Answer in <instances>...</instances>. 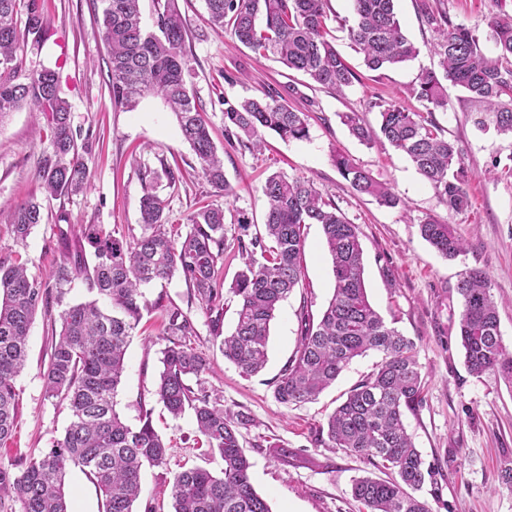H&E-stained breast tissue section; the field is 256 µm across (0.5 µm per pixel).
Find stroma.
Masks as SVG:
<instances>
[{
    "label": "stroma",
    "mask_w": 512,
    "mask_h": 512,
    "mask_svg": "<svg viewBox=\"0 0 512 512\" xmlns=\"http://www.w3.org/2000/svg\"><path fill=\"white\" fill-rule=\"evenodd\" d=\"M177 6L190 28L189 85L206 106L233 195L224 196L202 177L198 158L160 98L145 97L132 111L113 103L109 55L100 35V0H44L51 36L41 45L27 44L24 62L29 69L60 67L61 96L69 106L89 186L77 195L47 196L39 171L44 158L53 153L48 131L26 108L1 122L0 261L26 263L29 275L49 280L63 254L87 251L84 225L103 224L129 239L140 236V202L150 191L163 200L170 224L181 233L194 210L206 205L223 208L225 248L218 267L229 285L242 267L237 236L252 237L263 230L266 204L261 187L266 177L281 172L312 180L359 230L371 303L387 323L417 344L423 400L416 410L406 412L405 423L423 461L436 470L418 498L430 512H512V486L501 480L502 471L512 468V384L493 373L476 377L466 370L458 336L461 298L456 291L466 271L478 268L487 273L502 342L512 351V140L479 130L471 119L472 105L462 92L449 89L447 107L435 110L432 118L462 147L471 175L470 208L451 214L404 155L360 144L341 123L340 113L355 112L377 126V104L382 100L421 110L412 87L422 71L437 69L439 58L432 48L434 35L421 21L415 0H397L396 11L418 56L377 71L364 66L349 41L347 29L355 22L352 0H331L329 25L335 46L358 74L341 94L316 87L273 56L254 54L234 39L230 29L212 28L204 0H177ZM438 6L453 22L475 30L486 56L496 57L489 25L499 15L512 16V0H439ZM269 95L308 113V139L285 141L269 133L258 151L228 145L225 101ZM339 152L391 187L402 206L383 207L370 196L356 194L333 163ZM164 164L177 170L176 186L153 178V171ZM31 198L42 203L43 221L19 243L8 230V214ZM62 213L69 218L63 227L57 222ZM241 218L249 222L247 231L239 229ZM430 218L453 225L466 242L463 254L444 259L422 239L419 226ZM303 266L299 286L271 325L267 365L250 376L220 350V335L230 334L237 320L232 294L224 296V317L216 331L180 277L146 288L151 307L143 311L131 338L116 410L132 426L138 425L143 411H151L168 456L166 465L145 468L136 512L149 505L155 512H172L168 482L181 466H202L216 474L224 466L198 434L192 413L172 417L154 396L166 345L167 310L173 306L194 324L189 343L209 363L202 376L205 386L220 395L225 411L248 418L240 429V442L252 463L251 481L272 512H362L351 495L352 481L377 476V469L359 456L316 445L315 438L328 414L374 370L378 355L354 359L315 401L284 405L273 395L277 377L296 352L301 311L320 315L333 294L332 261L319 225L305 230ZM60 315V306L49 304L39 308L31 325L27 365L15 380L17 424L12 436L0 443V470L17 472L30 458L47 452L71 423L69 410L46 397L41 378ZM274 445L288 449V458L273 457Z\"/></svg>",
    "instance_id": "1"
}]
</instances>
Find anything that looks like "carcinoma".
Wrapping results in <instances>:
<instances>
[{"label": "carcinoma", "instance_id": "cac0c4a2", "mask_svg": "<svg viewBox=\"0 0 512 512\" xmlns=\"http://www.w3.org/2000/svg\"><path fill=\"white\" fill-rule=\"evenodd\" d=\"M26 22L18 27L19 3ZM101 32L110 59L112 100L133 110L148 95L164 99L177 118L183 139L200 160L201 175L228 195L224 162L211 138L206 111L188 87L185 58L187 24L176 0H154L155 28L142 25L141 0H101ZM355 24L348 36L371 70L404 63L418 54L403 33L395 0H352ZM426 26L436 34L433 45L443 71L421 72L413 94L432 113L448 104V88L482 106L474 123L512 137V17L490 24L499 50L492 60L479 39L463 24L454 23L433 0H415ZM207 21L228 27L235 39L252 51L271 53L288 68L335 92L352 85L356 74L336 51L327 21L330 0H205ZM49 36L39 0H0V120L24 105L44 118L54 154L43 161L39 176L49 196L77 194L89 185L86 166L78 155L70 112L60 96V72L24 66L25 42ZM224 131L261 149L271 131L283 140L309 137L306 115L274 97L224 101ZM379 131L359 115H342L343 124L360 142L379 143L406 155L434 188L450 214L471 206L470 172L462 149L421 112L394 102L378 104ZM333 162L358 194L387 207L403 200L376 181L347 156ZM262 194L267 201L265 235L238 240L244 268L230 292L237 298V321L221 342L224 357L241 373L259 372L268 358L270 324L282 301L298 284L304 251L303 228L321 226L333 264L334 292L318 322L302 314L298 356L274 384L281 404L315 399L357 357L369 351L381 355L376 371L360 381L328 416L316 443L366 458L373 466L395 473L391 480L362 476L353 481L352 496L366 512H429L413 495L433 476L404 424V414L422 402L423 376L416 343L389 325L370 303L364 280V251L356 225L336 204L323 197L309 179L270 174ZM142 233L127 240L103 224H90L86 239L92 262L84 255H65L53 278L59 288L55 301L64 303V286L83 276L95 298L68 304L62 328L43 372L45 394L69 410L72 421L50 450L30 458L15 474L0 470V493H11L21 512H68L63 490L67 471L78 468L103 497V512H134L147 467L166 464L167 445L156 432L151 413L139 425L124 422L115 396L125 370V356L140 317L148 305L144 289L179 274L219 330L224 312V280L217 268L224 252V209L203 208L187 215L186 233L168 228L164 202L154 193L140 204ZM42 221V206L30 199L12 210L11 232L23 243ZM420 234L439 254L454 259L466 250L452 225L429 219ZM491 284L481 269H471L457 284L462 299L459 333L465 365L481 376L495 373L512 383V353L502 343L497 305ZM49 289L28 276L26 267L0 261V442L11 437L17 420L15 379L27 363V337L35 314L48 304ZM167 344L155 385L159 402L174 417L191 411L197 431L219 453L224 467L215 475L201 467H183L170 481L173 512H271L254 488L251 462L239 442L237 418L224 413L220 397L201 382L205 359L186 338L195 334L191 319L180 309L167 311ZM196 379V386L189 384Z\"/></svg>", "mask_w": 512, "mask_h": 512}]
</instances>
